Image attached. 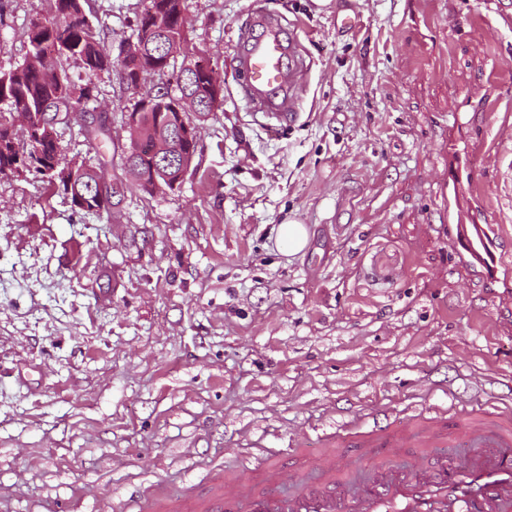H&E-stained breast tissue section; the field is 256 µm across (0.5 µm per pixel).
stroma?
<instances>
[{"mask_svg": "<svg viewBox=\"0 0 512 512\" xmlns=\"http://www.w3.org/2000/svg\"><path fill=\"white\" fill-rule=\"evenodd\" d=\"M52 0H0V72ZM146 0H86L118 55ZM277 18L309 68L295 122L242 95L241 48ZM191 52L224 88L191 112L179 185L123 161L143 91L117 72L53 136L102 169L107 212L58 180L0 175V512H147L163 491L311 462L358 420L464 400L512 403V0H184ZM350 14L352 27L336 17ZM104 120L112 143L91 148ZM480 176L454 192L452 154ZM492 224L496 277L456 251L449 215ZM307 224L305 251L276 244Z\"/></svg>", "mask_w": 512, "mask_h": 512, "instance_id": "stroma-1", "label": "stroma"}]
</instances>
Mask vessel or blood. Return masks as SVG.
<instances>
[{
    "label": "vessel or blood",
    "mask_w": 512,
    "mask_h": 512,
    "mask_svg": "<svg viewBox=\"0 0 512 512\" xmlns=\"http://www.w3.org/2000/svg\"><path fill=\"white\" fill-rule=\"evenodd\" d=\"M261 31L243 48L248 96L277 110L295 102V77L285 60L292 47L279 23L260 19ZM457 249L485 275L496 276L503 256L493 225L460 224ZM459 444L448 452L449 444ZM355 449L371 474L351 489L350 472L336 464L337 449ZM314 482L304 469L283 476L265 465L260 478L225 475L210 497L152 501V512H512V408L471 411L449 423L420 416L400 425H375L324 443L314 460ZM289 483L292 493L283 492Z\"/></svg>",
    "instance_id": "vessel-or-blood-1"
}]
</instances>
